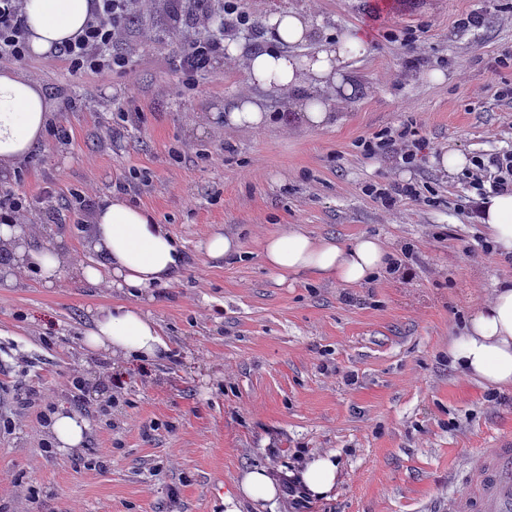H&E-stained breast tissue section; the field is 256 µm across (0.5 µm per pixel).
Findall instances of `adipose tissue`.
<instances>
[{
  "label": "adipose tissue",
  "mask_w": 512,
  "mask_h": 512,
  "mask_svg": "<svg viewBox=\"0 0 512 512\" xmlns=\"http://www.w3.org/2000/svg\"><path fill=\"white\" fill-rule=\"evenodd\" d=\"M92 0H25L28 51L33 56L54 54L56 47L84 28ZM273 46L253 52L246 61L251 85L288 96L290 106L311 129L331 126L335 107L351 96L354 86L343 63L359 49L365 34L354 28L336 43L325 44L312 55L287 53L290 45L307 42L313 35L308 17L292 11L274 15ZM56 107L41 84L16 72L0 71V178L9 177L46 133L48 116ZM268 111L259 99L242 96L224 108V128H263ZM480 219L499 253L512 255V191L490 193L480 203ZM36 226L11 220L0 223V289L14 287L24 273L36 271L44 287H54L64 270L109 288L130 293L171 282L184 264L181 245L167 225L157 223L145 208L123 196L103 198L93 211L83 242L84 257L55 242L33 247ZM260 255L277 282L308 273L355 287L372 279L387 264V248L376 237L362 236L350 244L314 237L296 226H285L259 242ZM86 349L110 354L127 362L154 360L165 343L158 324L139 308L116 306L97 310L85 334ZM451 364L465 376L498 390L512 389V283L495 288L486 304L474 314L463 335L448 347ZM340 467L335 454H317L300 468L297 478L307 497L329 499ZM278 483L266 469L248 471L225 495V512H238L236 496L276 501Z\"/></svg>",
  "instance_id": "obj_1"
}]
</instances>
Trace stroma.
I'll return each instance as SVG.
<instances>
[{
    "label": "stroma",
    "mask_w": 512,
    "mask_h": 512,
    "mask_svg": "<svg viewBox=\"0 0 512 512\" xmlns=\"http://www.w3.org/2000/svg\"><path fill=\"white\" fill-rule=\"evenodd\" d=\"M146 0L126 21L138 47L126 72H72L57 56L18 63L56 101L53 135L0 189L26 198L38 243L79 250L88 207L111 193L147 208L184 246L170 286L139 295L64 271L52 288L23 276L0 291V512H224L245 469L278 479L317 453L341 474L307 512H446L466 493L462 467L512 435V391L484 388L452 368L448 342L512 280V258L486 253L469 209L471 172L446 173L443 151H512V0H242L255 28L211 34L239 50L186 89L177 51L197 38L184 0ZM309 16L308 55L359 27L347 63L354 94L333 127L313 130L287 98L248 83L245 58L269 44V17ZM481 26L458 27L468 13ZM442 72L433 82L429 73ZM252 95L272 119L225 133V101ZM408 128L429 148L404 163L360 143ZM410 184L418 198L389 212L367 185ZM51 195L54 217L41 200ZM281 224L347 244L386 242L388 269L357 288L300 274L277 283L255 241ZM215 231L238 235L243 258L208 257ZM125 304L157 321L169 350L135 366L86 351L95 311ZM79 376L80 390L67 384ZM88 421L82 445L60 449L48 416Z\"/></svg>",
    "instance_id": "35a3bbf8"
}]
</instances>
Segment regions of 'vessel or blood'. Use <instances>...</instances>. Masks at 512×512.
Returning <instances> with one entry per match:
<instances>
[{"mask_svg": "<svg viewBox=\"0 0 512 512\" xmlns=\"http://www.w3.org/2000/svg\"><path fill=\"white\" fill-rule=\"evenodd\" d=\"M466 495H449L448 512H512V437H499L482 449L481 463L467 470Z\"/></svg>", "mask_w": 512, "mask_h": 512, "instance_id": "vessel-or-blood-1", "label": "vessel or blood"}]
</instances>
